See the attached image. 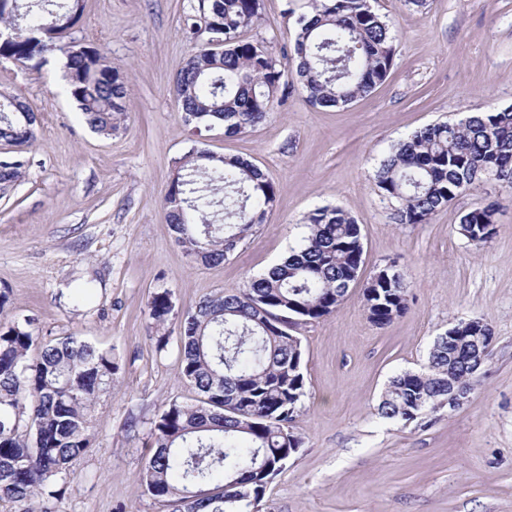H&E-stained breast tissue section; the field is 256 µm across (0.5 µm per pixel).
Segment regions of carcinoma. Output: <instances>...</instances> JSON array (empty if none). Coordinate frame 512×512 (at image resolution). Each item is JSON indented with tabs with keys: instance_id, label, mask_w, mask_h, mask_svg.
Wrapping results in <instances>:
<instances>
[{
	"instance_id": "1",
	"label": "carcinoma",
	"mask_w": 512,
	"mask_h": 512,
	"mask_svg": "<svg viewBox=\"0 0 512 512\" xmlns=\"http://www.w3.org/2000/svg\"><path fill=\"white\" fill-rule=\"evenodd\" d=\"M85 0H34L13 22L0 10V58L25 63L57 53L87 125L112 136L126 115L123 75L95 48L67 35ZM261 0H198L184 15L188 38L200 43L179 73L174 95L195 127L224 126L244 133L269 118L300 87L323 108L345 106L387 78L398 34L371 0H311L293 36L295 68L286 72L259 43L241 39L258 25ZM223 39L213 51L207 40ZM38 117L0 94V142L17 149L36 137ZM25 160L0 158V189L19 180ZM512 191V107L460 123L436 122L414 132L381 161L374 182L398 202L400 224H426L460 194L485 179ZM277 189L253 162L190 148L165 196L175 241L196 261L224 263L263 223ZM495 209L476 208L459 221L475 245L493 234ZM297 248L281 264L232 292L205 297L180 323L181 372L198 403L171 402L151 428L153 452L143 483L170 500L174 512H260V483L274 480L298 452L290 430L305 396L300 337L288 335L334 313L363 264L357 220L332 206L305 218ZM377 294L370 321L382 328L407 309L404 280L371 278ZM171 293L149 302L156 328L168 321ZM471 327L459 321L437 336L426 363L393 377L378 406L382 418L411 423L448 404L451 390L471 392ZM34 358H29L31 351ZM118 366L112 351L74 336L45 340L32 320L0 323V500L48 501L62 497L71 467L90 448L91 409L112 387Z\"/></svg>"
}]
</instances>
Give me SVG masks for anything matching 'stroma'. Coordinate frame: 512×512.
I'll return each mask as SVG.
<instances>
[{"label":"stroma","mask_w":512,"mask_h":512,"mask_svg":"<svg viewBox=\"0 0 512 512\" xmlns=\"http://www.w3.org/2000/svg\"><path fill=\"white\" fill-rule=\"evenodd\" d=\"M198 0H87L71 37L104 53L124 75L128 112L111 137L92 132L71 98L62 63L46 53L0 59V94L39 123L24 147L25 173L0 190V321L33 318L41 336L72 335L111 350L118 369L92 412V449L59 499L0 501V512H171L145 492L151 427L174 400L190 402L178 336L204 297L242 287L280 263L308 213L348 211L361 227L364 265L340 308L301 325L306 394L292 423L303 445L271 483L261 512H512V192L482 184L426 224H400L397 203L371 175L394 145L435 122L459 123L512 106V0H375L396 25L394 65L369 95L339 108L294 91L265 122L228 136L180 117L174 82L193 49L182 17ZM308 0H262L243 32L282 65ZM240 156L277 187L264 223L224 263L205 266L178 246L164 198L174 165L191 147ZM494 204L495 232L482 247L458 231L461 215ZM395 264L408 307L390 325L370 322L367 281ZM96 285L92 304L71 290ZM173 301L158 349L148 303ZM478 318L494 332L479 383L462 406L403 424L379 417L389 380L419 369L436 336Z\"/></svg>","instance_id":"stroma-1"}]
</instances>
